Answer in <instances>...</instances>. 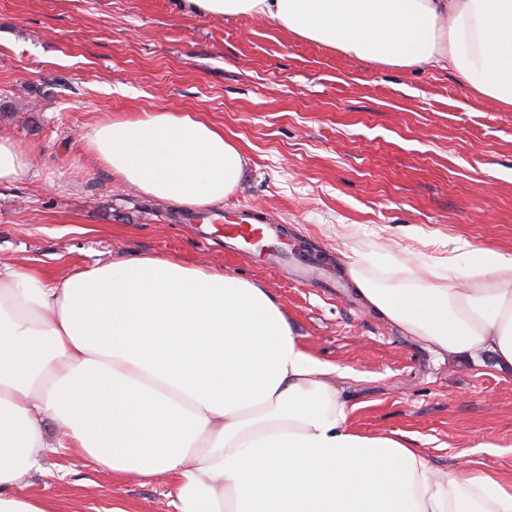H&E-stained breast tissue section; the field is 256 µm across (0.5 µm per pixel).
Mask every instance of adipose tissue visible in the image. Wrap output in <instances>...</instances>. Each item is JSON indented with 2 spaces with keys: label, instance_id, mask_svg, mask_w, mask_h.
<instances>
[{
  "label": "adipose tissue",
  "instance_id": "ef3b65f1",
  "mask_svg": "<svg viewBox=\"0 0 512 512\" xmlns=\"http://www.w3.org/2000/svg\"><path fill=\"white\" fill-rule=\"evenodd\" d=\"M264 17L381 66H450L512 111V0H185ZM96 159L184 209L223 201L245 158L185 112L96 123ZM465 286L411 260L390 288L350 268L381 317L440 351L493 354L512 371V256L467 252ZM335 366L310 355L260 285L157 256L119 257L61 279L0 267V512H57L23 495L47 453L121 477L162 475L176 512H512V477L460 463L437 473L391 435L346 424Z\"/></svg>",
  "mask_w": 512,
  "mask_h": 512
}]
</instances>
